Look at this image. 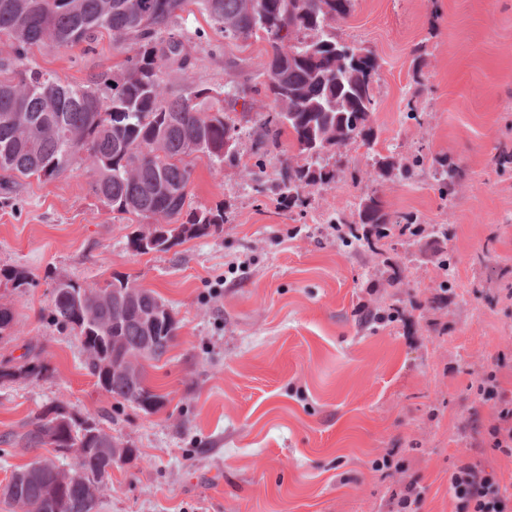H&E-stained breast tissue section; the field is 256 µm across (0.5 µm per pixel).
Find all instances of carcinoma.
Masks as SVG:
<instances>
[{
    "mask_svg": "<svg viewBox=\"0 0 512 512\" xmlns=\"http://www.w3.org/2000/svg\"><path fill=\"white\" fill-rule=\"evenodd\" d=\"M353 0H0V170L9 174L4 188L12 191L21 177L56 178L82 163L94 171L98 197L119 214L154 219L144 232L127 235L133 251L167 252L185 237L206 236L224 223V206L185 209L191 164L199 158L193 147L230 167L242 162L239 153H224V138H239L241 127L231 114L239 100L253 93L272 98L273 107L253 114L254 154L264 157L281 150L283 134L292 135L296 154L284 160L275 182L279 204L305 209L310 190L336 182V169L324 158L361 143L374 152L368 173L373 182L398 172L412 174V165L394 154L374 151L372 115L374 83L380 60L370 51L357 53L352 69L336 63L334 24L351 14ZM194 5L230 40L262 33L268 48L261 86L229 85L222 98L209 89L173 93L164 71L197 64L178 28L181 14ZM233 22V28L224 22ZM113 45L128 49L121 71L92 74L83 85L63 84L53 74L30 66L33 47H90L103 34ZM66 165H60L63 156ZM463 177L460 168L438 162L436 181L443 197L453 194ZM369 207L358 205L356 230L368 229L371 249L387 237L402 217L386 211L378 192L368 194ZM0 285L21 294L32 285L30 274L17 267L0 268ZM49 321L77 336L89 353L85 362L97 385L145 413L162 404L146 385L145 363L160 361L172 347L179 320L165 299L124 276L102 287L71 279L54 288ZM126 359L135 368L112 373V364ZM50 375L41 350L29 347L16 359L0 361V386L17 379L39 380ZM62 402L30 412L3 439L32 459L12 474V496L4 498L21 512H99L111 477L112 449L105 432L84 440L86 417L69 411L59 421ZM53 446L58 457H72L84 471V482L66 484L55 496L47 493L54 460L38 454Z\"/></svg>",
    "mask_w": 512,
    "mask_h": 512,
    "instance_id": "1",
    "label": "carcinoma"
}]
</instances>
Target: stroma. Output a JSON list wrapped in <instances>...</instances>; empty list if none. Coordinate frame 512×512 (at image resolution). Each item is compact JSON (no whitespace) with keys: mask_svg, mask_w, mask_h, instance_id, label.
Segmentation results:
<instances>
[{"mask_svg":"<svg viewBox=\"0 0 512 512\" xmlns=\"http://www.w3.org/2000/svg\"><path fill=\"white\" fill-rule=\"evenodd\" d=\"M179 25L200 63L167 72L166 84L260 83L264 39H226L196 10ZM336 35L379 57L376 149L407 163L424 156L411 176L352 182L372 164L353 144L332 160L337 182L287 210L269 188L282 155L265 157V188L247 174L245 123L242 166L195 160L188 186L187 208L223 205L225 223L148 254L129 249L137 220L112 212L86 167L0 191V267L35 281L19 296L0 287L15 311L0 360L32 343L51 369L0 386V435L55 401L83 416L110 410L105 430L137 455L113 465L101 512H379L411 479L424 489L421 512H454L457 466L478 462L512 479V458L471 445L473 422L493 419L472 383L512 342V0H353ZM125 57L105 36L91 52L34 51L30 64L79 85L120 71ZM228 60L238 69H225ZM438 159L464 171L453 199L432 176ZM374 190L425 233H391L377 253L337 239L335 216L353 221ZM116 274L160 294L180 324L147 368L164 397L152 413L102 390L80 341L48 320L56 280L102 285ZM364 303L384 321L364 319ZM393 448L404 472L377 466Z\"/></svg>","mask_w":512,"mask_h":512,"instance_id":"35a3bbf8","label":"stroma"}]
</instances>
